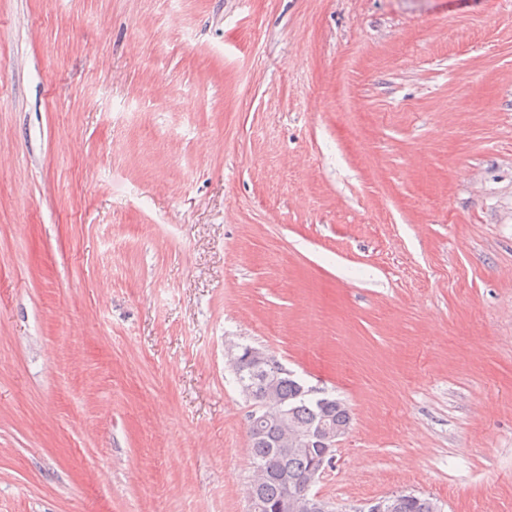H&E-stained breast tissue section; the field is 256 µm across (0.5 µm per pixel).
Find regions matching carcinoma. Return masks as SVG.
<instances>
[{"instance_id":"1","label":"carcinoma","mask_w":512,"mask_h":512,"mask_svg":"<svg viewBox=\"0 0 512 512\" xmlns=\"http://www.w3.org/2000/svg\"><path fill=\"white\" fill-rule=\"evenodd\" d=\"M237 380L243 386L253 387L248 397L255 405L262 404L261 376L255 369L247 364L241 365ZM278 400L280 404L290 408L293 417L303 427L317 412L327 416L333 422H341L351 417L348 407L339 399L331 400L320 410H315L314 400L308 398V394L302 391L299 381L287 376L279 381ZM276 434L277 429L272 425L268 427L264 438L250 435L253 464L264 465L272 470L271 476L265 478L262 485L255 491V512H275L274 507L287 494L298 498H305L311 494L309 480L314 455L289 450L273 451L271 443ZM283 475L288 476L286 484L281 480ZM432 503L433 500L427 497L403 496L397 500L395 512H431Z\"/></svg>"}]
</instances>
